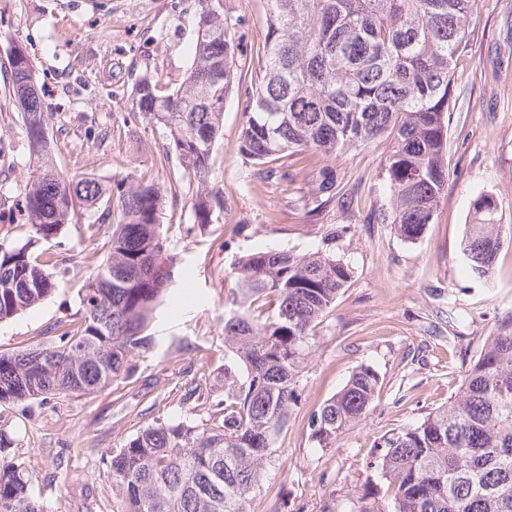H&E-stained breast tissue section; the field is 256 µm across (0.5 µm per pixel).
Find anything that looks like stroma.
<instances>
[{
    "label": "stroma",
    "mask_w": 512,
    "mask_h": 512,
    "mask_svg": "<svg viewBox=\"0 0 512 512\" xmlns=\"http://www.w3.org/2000/svg\"><path fill=\"white\" fill-rule=\"evenodd\" d=\"M208 3L223 14L241 69H255L266 37L264 0H0V244L27 234L22 187L35 166L9 93L12 50L22 48L34 65L53 115L60 169L108 181L129 173L162 176L178 171V159L161 129L127 120L125 101L145 73L169 83L184 75L195 18ZM452 90L447 190L432 224L412 243L390 225L362 221L376 198L387 143L339 155L345 185L358 187L353 206L332 202L309 218L300 198L312 174L291 186L251 176L238 153L246 95L231 94L207 181L223 195L224 214L202 226L186 199L167 204L163 232L178 256L175 277L191 275L192 286L177 288L158 309L150 350L104 392L0 406V428L11 439L7 456L27 468L47 512H121L113 452L154 419L204 418L191 388L224 365L230 271L239 254L260 248H327L349 263L353 278L315 329L299 399L249 512L341 510L347 490L375 479L383 439L454 396L487 337L512 315V238L503 237L486 279L468 277L457 258L480 193L493 195L503 224L512 226V0H478ZM96 218L85 212L65 226L54 251L55 292L0 322V353L56 342L58 325L78 319L79 290L102 259L88 229ZM343 225L348 233L329 240ZM365 365L379 375L373 403L333 447L319 448L311 438L313 413Z\"/></svg>",
    "instance_id": "stroma-1"
}]
</instances>
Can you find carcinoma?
Instances as JSON below:
<instances>
[{
  "instance_id": "cac0c4a2",
  "label": "carcinoma",
  "mask_w": 512,
  "mask_h": 512,
  "mask_svg": "<svg viewBox=\"0 0 512 512\" xmlns=\"http://www.w3.org/2000/svg\"><path fill=\"white\" fill-rule=\"evenodd\" d=\"M266 38L247 87L238 153L253 176L288 186L303 163L321 158L304 207L336 199L331 161L351 149L388 143L382 196L364 216L391 224L404 241L432 223L448 180L454 64L477 0H265ZM193 58L174 87L145 73L127 107L161 128L181 176L113 178L71 174L54 163L50 114L35 71L17 48L11 94L36 159L23 185L28 235L0 245V322L57 288L45 247H58L83 210L107 222L105 259L81 288L82 317L59 342L0 353V405L102 392L149 349L147 330L175 286L162 215L179 183L196 184L194 223L211 224L224 197L206 187L223 135L224 105L238 74L224 15L199 13ZM504 231L489 194L472 203L459 243L465 272L491 273ZM236 287L224 300V384L206 378L193 392L209 418L197 424L157 419L112 455L122 512H248L278 434L298 399L297 377L314 328L352 278L348 263L323 250L297 255L256 249L234 262ZM375 370L362 366L318 411L312 438L331 446L374 400ZM376 476L392 490L391 512H512V317L502 320L467 370L460 391L415 425L385 439ZM372 491L355 489L348 512H377ZM0 512H43L25 466L0 458Z\"/></svg>"
}]
</instances>
